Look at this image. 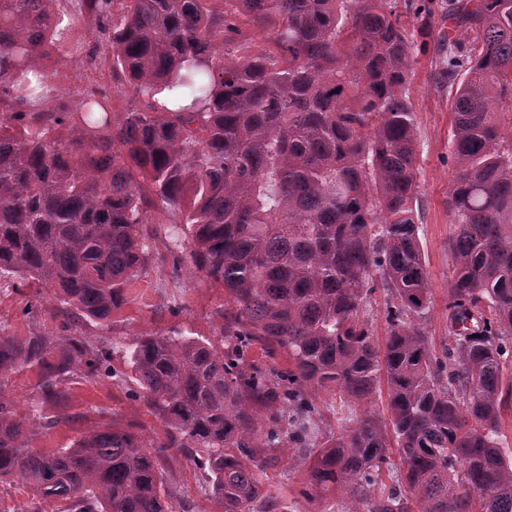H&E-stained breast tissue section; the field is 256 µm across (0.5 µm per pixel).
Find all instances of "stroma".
I'll list each match as a JSON object with an SVG mask.
<instances>
[{
  "label": "stroma",
  "mask_w": 512,
  "mask_h": 512,
  "mask_svg": "<svg viewBox=\"0 0 512 512\" xmlns=\"http://www.w3.org/2000/svg\"><path fill=\"white\" fill-rule=\"evenodd\" d=\"M414 5L429 4L430 12L407 13L401 21L415 42V64L409 97L415 112L419 143L418 196L416 204L419 236L432 288V304L426 327L434 345H441L447 334L445 305L452 260L448 239L453 232L448 211V192L454 163L451 157V111L448 87L440 71L443 67L438 44L448 35V0H410ZM59 44L65 53L53 56L46 67L55 90L52 106H76L79 91L88 87L112 90L115 115L131 107L134 94L129 88L113 91L110 64L104 60L89 63L85 56L69 53V46L94 42L96 30L89 24L61 23ZM170 216L156 212L155 221L143 225L142 234L151 245L148 266L126 288V304L102 326L81 324L79 334L92 342L109 341L112 364L119 372L116 380L69 381L68 422L43 431L34 448L52 451L68 448L94 422H115L139 432L151 441L166 438V428L158 414L144 402L133 400L128 349L134 339L160 332L179 330L199 339H213L215 313L224 304L223 289L193 272L188 256L171 254L164 230ZM39 304L38 311L24 314L27 301ZM53 293L47 288L27 287L22 291L0 289V326L16 336H25L44 327H55L51 318ZM166 481L174 494L177 512H212L203 483L204 470L193 457L171 448L161 459Z\"/></svg>",
  "instance_id": "obj_1"
}]
</instances>
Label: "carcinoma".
<instances>
[{
    "mask_svg": "<svg viewBox=\"0 0 512 512\" xmlns=\"http://www.w3.org/2000/svg\"><path fill=\"white\" fill-rule=\"evenodd\" d=\"M0 0V279L54 292L59 334L0 332V482L54 512H175L161 459L137 432L93 424L71 448L32 442L68 416L71 378L117 377L105 324L150 258L140 227L177 218L171 253L224 289L218 339L141 336L134 397L206 456L218 512H285L264 488L273 452L305 474L294 494L340 512H512V0L454 3L448 63L455 165L448 209V336L424 322L431 288L415 222V58L394 0ZM89 19L91 61L138 104L112 124L101 95L42 109L40 60L61 17ZM272 31L273 49L240 39ZM382 289L387 333L372 332ZM291 367L247 361L253 346ZM39 369L38 419L9 378ZM347 405L326 431L308 396ZM384 412L376 410V397ZM49 406L56 414L46 416Z\"/></svg>",
    "mask_w": 512,
    "mask_h": 512,
    "instance_id": "carcinoma-1",
    "label": "carcinoma"
}]
</instances>
